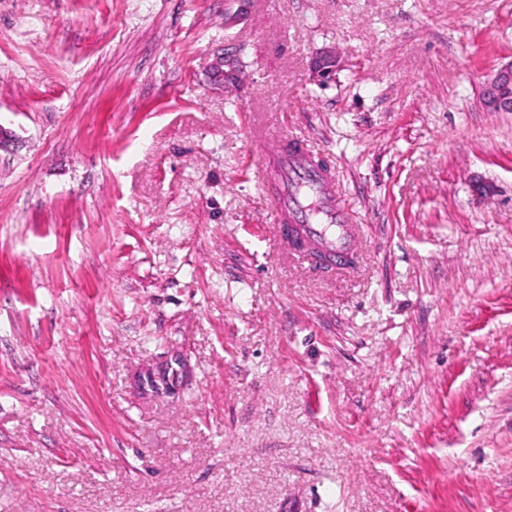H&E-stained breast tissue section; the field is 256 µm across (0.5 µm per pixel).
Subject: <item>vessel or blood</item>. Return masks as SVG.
I'll return each instance as SVG.
<instances>
[{"instance_id": "vessel-or-blood-1", "label": "vessel or blood", "mask_w": 512, "mask_h": 512, "mask_svg": "<svg viewBox=\"0 0 512 512\" xmlns=\"http://www.w3.org/2000/svg\"><path fill=\"white\" fill-rule=\"evenodd\" d=\"M255 178L274 200L268 230L284 252L303 262L309 250L319 251L318 269L328 274L358 269L360 227L337 193L333 171L310 149L295 140L267 141Z\"/></svg>"}]
</instances>
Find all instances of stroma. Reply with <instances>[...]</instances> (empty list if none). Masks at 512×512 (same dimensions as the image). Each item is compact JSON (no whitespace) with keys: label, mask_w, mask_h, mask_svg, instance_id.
Wrapping results in <instances>:
<instances>
[{"label":"stroma","mask_w":512,"mask_h":512,"mask_svg":"<svg viewBox=\"0 0 512 512\" xmlns=\"http://www.w3.org/2000/svg\"><path fill=\"white\" fill-rule=\"evenodd\" d=\"M511 60L512 0H0V512H512ZM262 133L357 274L259 234ZM482 100L493 112H512V60L501 65L482 88ZM297 174L305 180L294 191L291 181ZM255 178L273 197V224L268 230L284 252L328 274L350 275L359 268L360 224H354L338 195L335 174L310 149L295 140L267 141L264 156L255 165ZM301 212L309 214L307 221ZM295 243L301 245L297 248ZM308 249L329 258L312 263ZM187 358L175 353L146 370L139 379L145 392L154 396L170 394L189 374Z\"/></svg>","instance_id":"obj_1"}]
</instances>
